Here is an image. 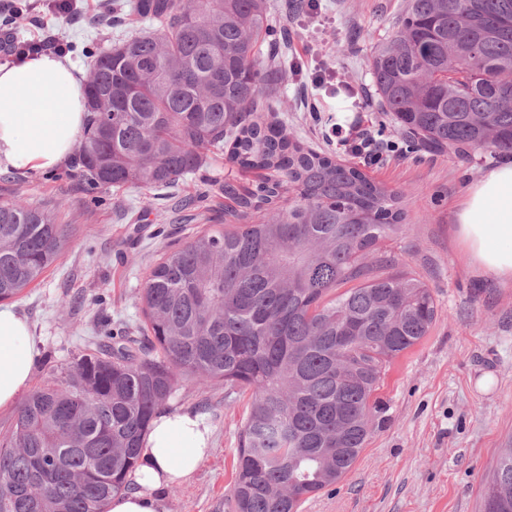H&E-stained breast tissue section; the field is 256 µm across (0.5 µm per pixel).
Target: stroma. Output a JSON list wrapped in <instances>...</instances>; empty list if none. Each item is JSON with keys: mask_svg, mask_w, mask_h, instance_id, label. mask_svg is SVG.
<instances>
[{"mask_svg": "<svg viewBox=\"0 0 512 512\" xmlns=\"http://www.w3.org/2000/svg\"><path fill=\"white\" fill-rule=\"evenodd\" d=\"M15 39L53 35L75 45L69 60L88 71L86 45L109 46L122 28L94 24L102 0H77L72 17H56L48 0H29ZM269 0L275 31H287L288 73L272 100L284 121L317 152L342 162L328 142L331 123L381 131L405 148L366 165L367 174L405 196L406 229L386 245L397 268L432 289L437 321L428 336L387 368L378 391L386 422L368 438L351 473L305 501L301 512H479L481 483L499 448L512 437V285L474 276L456 235L455 213L466 190L504 156L486 150L459 157L409 144L373 88L368 58L395 31L405 0H319L315 11L281 17ZM322 73L321 86L311 84ZM244 175L224 153L175 187L126 186L89 197L83 181L58 169L39 176L0 173V203L23 200L51 208L72 227L67 250L13 305L36 341L31 382L71 362L95 329L136 326L146 278L169 249L224 221L218 184ZM250 393L225 396L223 386L186 378L166 408L199 413L212 432L211 452L186 483L166 493V512H231L235 451Z\"/></svg>", "mask_w": 512, "mask_h": 512, "instance_id": "35a3bbf8", "label": "stroma"}]
</instances>
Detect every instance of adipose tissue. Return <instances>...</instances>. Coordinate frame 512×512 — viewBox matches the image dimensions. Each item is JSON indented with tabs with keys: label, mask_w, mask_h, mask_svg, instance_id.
Instances as JSON below:
<instances>
[{
	"label": "adipose tissue",
	"mask_w": 512,
	"mask_h": 512,
	"mask_svg": "<svg viewBox=\"0 0 512 512\" xmlns=\"http://www.w3.org/2000/svg\"><path fill=\"white\" fill-rule=\"evenodd\" d=\"M85 122L81 72L52 54L0 64V168L38 175L62 168ZM456 234L471 269L512 284V163L473 182L456 214ZM36 347L25 316L0 308V408L27 389ZM210 431L190 410L152 422L134 488L112 497L108 512H166L164 493L186 483L209 456Z\"/></svg>",
	"instance_id": "1"
}]
</instances>
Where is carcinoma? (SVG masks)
I'll return each mask as SVG.
<instances>
[{
	"mask_svg": "<svg viewBox=\"0 0 512 512\" xmlns=\"http://www.w3.org/2000/svg\"><path fill=\"white\" fill-rule=\"evenodd\" d=\"M471 2L460 17L448 0H406L370 74L384 111L432 149L512 157V0ZM104 14L127 30L90 54L74 176L92 190L172 186L213 148L261 181L224 182L227 223L163 252L142 323L91 337L18 405L0 435V512H105L185 377L251 392L235 512H299L352 471L384 422L387 366L436 321L431 288L383 250L403 231L404 194L267 119L286 76L257 49L268 0H107ZM69 241L51 211L0 204V302ZM480 512H512V441Z\"/></svg>",
	"mask_w": 512,
	"mask_h": 512,
	"instance_id": "1",
	"label": "carcinoma"
}]
</instances>
